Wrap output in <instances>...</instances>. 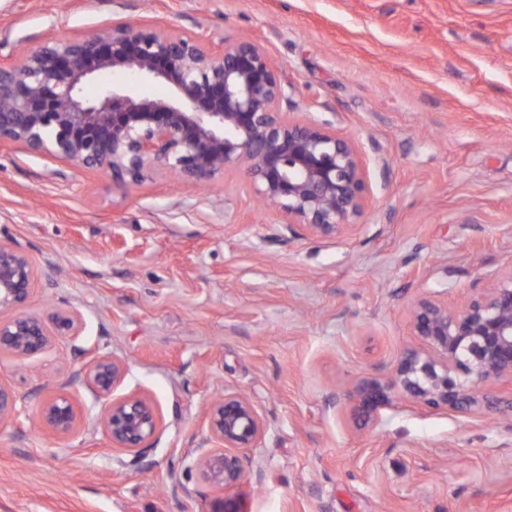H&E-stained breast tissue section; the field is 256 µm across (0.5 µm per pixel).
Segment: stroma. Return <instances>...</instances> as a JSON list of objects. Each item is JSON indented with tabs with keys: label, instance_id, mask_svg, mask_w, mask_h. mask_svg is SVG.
I'll return each mask as SVG.
<instances>
[{
	"label": "stroma",
	"instance_id": "1",
	"mask_svg": "<svg viewBox=\"0 0 512 512\" xmlns=\"http://www.w3.org/2000/svg\"><path fill=\"white\" fill-rule=\"evenodd\" d=\"M117 22L211 47L261 44L296 118L333 123L369 162L350 234L291 232L243 168L198 189L147 173L116 184L0 146V244L37 276L22 311L84 329L0 358L17 399L0 428V512H209L193 461L224 392L265 422L246 512H512V383L467 417L395 399L351 412L366 378L421 348L415 304L452 309L512 277V0H0V54ZM123 362L119 394L156 402L151 448L113 450L90 361ZM69 395L55 435L41 401ZM39 414L42 422L60 436H71L77 430V413L73 401L67 395L45 400Z\"/></svg>",
	"mask_w": 512,
	"mask_h": 512
}]
</instances>
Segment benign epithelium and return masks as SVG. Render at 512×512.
<instances>
[{
    "instance_id": "obj_1",
    "label": "benign epithelium",
    "mask_w": 512,
    "mask_h": 512,
    "mask_svg": "<svg viewBox=\"0 0 512 512\" xmlns=\"http://www.w3.org/2000/svg\"><path fill=\"white\" fill-rule=\"evenodd\" d=\"M114 70H133L144 82L170 88L151 99L101 82L93 97L84 85ZM285 83L264 47L253 41L216 51L184 34L117 24L80 37H51L17 54L0 55V144L20 145L118 183H137L148 171L174 174L190 186H208L243 167L254 197L321 238L356 229L368 204V163L359 146L326 120L289 113ZM34 266L22 251L0 245V313L30 297ZM424 343L399 359L390 382L362 381L352 393L354 410L371 420L393 393L431 409L466 413L490 379H512V277L460 310L431 300L412 311ZM79 315L61 311L52 324L36 315L0 318V355L27 358L55 336H77ZM125 368L95 359L87 384L105 400L103 428L112 447L139 455L151 447L163 422L159 406L138 395L114 396ZM16 414L13 391L0 383V425ZM40 418L56 434L77 430L70 397L45 400ZM216 446L198 457L203 480L222 490L209 512H245L247 452L264 437L253 402L232 392L204 413Z\"/></svg>"
}]
</instances>
